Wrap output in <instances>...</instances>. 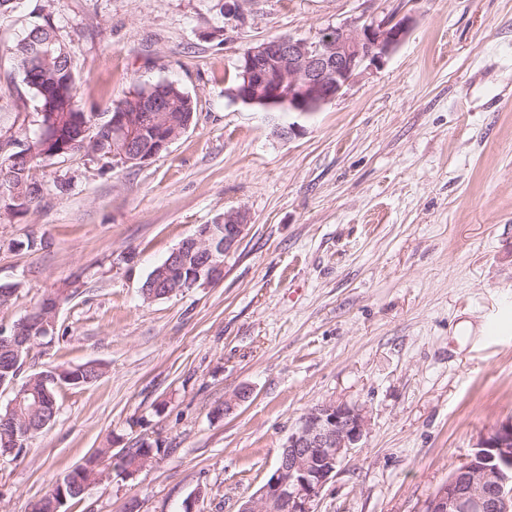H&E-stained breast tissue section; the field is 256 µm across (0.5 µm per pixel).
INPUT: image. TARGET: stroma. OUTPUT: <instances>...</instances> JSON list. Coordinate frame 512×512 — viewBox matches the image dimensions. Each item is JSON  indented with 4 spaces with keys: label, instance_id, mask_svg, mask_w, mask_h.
Instances as JSON below:
<instances>
[{
    "label": "stroma",
    "instance_id": "35a3bbf8",
    "mask_svg": "<svg viewBox=\"0 0 512 512\" xmlns=\"http://www.w3.org/2000/svg\"><path fill=\"white\" fill-rule=\"evenodd\" d=\"M395 9L414 18L405 42L319 112L228 96L249 47ZM55 23L95 120L159 81L197 109L138 166L40 160L39 207L0 215V284L19 286L0 327L82 284L24 374L100 372L0 457V512H31L95 449L117 460L143 441L164 454L131 479L115 463L60 512H239L326 401L364 408L368 430L317 512H421L512 416V0H56ZM34 119L0 59V125ZM238 208L250 225L222 282L143 300L156 265Z\"/></svg>",
    "mask_w": 512,
    "mask_h": 512
}]
</instances>
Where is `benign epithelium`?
<instances>
[{
  "instance_id": "benign-epithelium-1",
  "label": "benign epithelium",
  "mask_w": 512,
  "mask_h": 512,
  "mask_svg": "<svg viewBox=\"0 0 512 512\" xmlns=\"http://www.w3.org/2000/svg\"><path fill=\"white\" fill-rule=\"evenodd\" d=\"M413 17L399 10L382 16H359L328 25L314 37L268 38L247 49L238 70L244 83L227 95L248 105L261 102L269 112L288 96V111L300 116L320 111L343 96L358 77L382 67L402 45ZM169 96L164 87L139 102L134 112L119 111L113 131L127 135L120 156L126 163H145L180 137L162 126ZM155 126L154 147L138 149L128 130L134 123ZM243 209L224 213V236L202 224L191 244L203 254L192 286L214 285L224 279V258L240 243L248 228ZM60 303L44 297L35 308L39 319L52 321ZM29 342L20 328L0 330V345L20 353ZM366 411L359 406L324 402L305 413L288 435L284 453L272 477L247 500L240 512H316L319 497L367 432ZM424 512H512V418L498 423L475 452L428 498Z\"/></svg>"
}]
</instances>
